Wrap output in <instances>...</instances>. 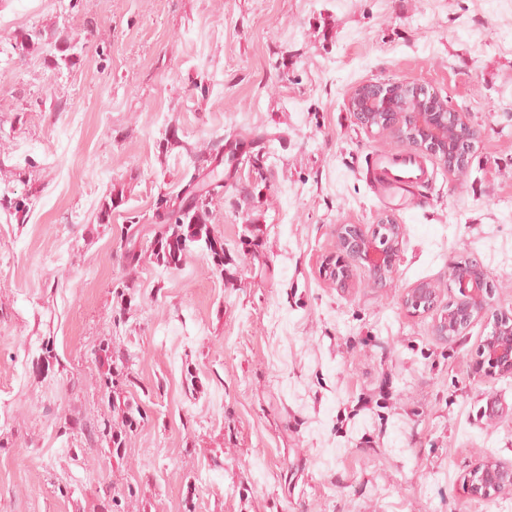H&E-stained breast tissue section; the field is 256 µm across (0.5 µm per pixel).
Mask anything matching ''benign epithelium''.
Here are the masks:
<instances>
[{"label": "benign epithelium", "instance_id": "1", "mask_svg": "<svg viewBox=\"0 0 512 512\" xmlns=\"http://www.w3.org/2000/svg\"><path fill=\"white\" fill-rule=\"evenodd\" d=\"M350 107L364 127L378 128L411 150L440 162L448 174L458 176L471 161L477 130L464 112L423 87L407 81L366 83L350 94ZM402 227L387 214L372 231L359 224L336 225V253L322 262V272L333 274L339 288L349 284L347 261L364 266L371 284L384 288L391 280L399 256ZM448 279L457 290L455 298L438 306L437 289L418 283L402 297L410 312L436 311V335L452 340L463 335L476 320H492V330L483 340L475 369L488 376L512 373V316L491 311L492 285L483 265L476 259L454 263ZM467 493L476 499L491 494H512V466L487 460L477 463L466 477Z\"/></svg>", "mask_w": 512, "mask_h": 512}]
</instances>
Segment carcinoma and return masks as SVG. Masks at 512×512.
<instances>
[{
    "instance_id": "cac0c4a2",
    "label": "carcinoma",
    "mask_w": 512,
    "mask_h": 512,
    "mask_svg": "<svg viewBox=\"0 0 512 512\" xmlns=\"http://www.w3.org/2000/svg\"><path fill=\"white\" fill-rule=\"evenodd\" d=\"M163 221L173 225L172 234L162 238L158 248L163 265L168 267L179 262L181 256L194 244L204 246L215 255L217 263H222L224 253L217 249V242L209 236L206 228L199 224V206H194L192 211L181 209L165 212Z\"/></svg>"
}]
</instances>
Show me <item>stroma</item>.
I'll use <instances>...</instances> for the list:
<instances>
[{"mask_svg": "<svg viewBox=\"0 0 512 512\" xmlns=\"http://www.w3.org/2000/svg\"><path fill=\"white\" fill-rule=\"evenodd\" d=\"M35 27L70 50L19 51ZM399 80L479 132L402 205L349 107ZM206 193L223 264L160 266V202ZM385 214L389 285L334 286L336 226ZM465 257L512 314V0H0V512H512L463 486L512 464L490 322L401 304Z\"/></svg>", "mask_w": 512, "mask_h": 512, "instance_id": "35a3bbf8", "label": "stroma"}]
</instances>
